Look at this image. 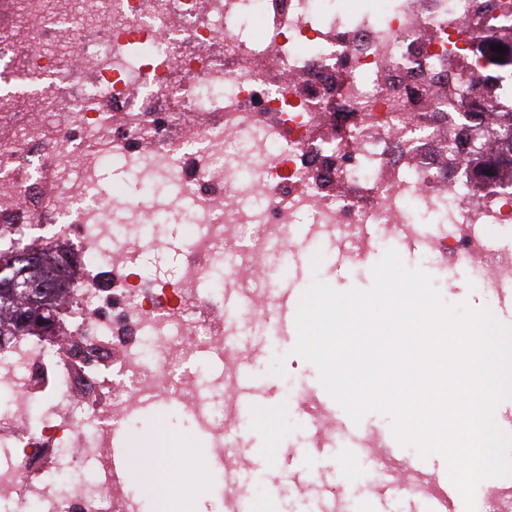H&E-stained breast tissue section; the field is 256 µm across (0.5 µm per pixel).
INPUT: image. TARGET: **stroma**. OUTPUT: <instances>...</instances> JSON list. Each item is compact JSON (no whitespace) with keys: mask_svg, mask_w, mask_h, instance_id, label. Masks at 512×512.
Segmentation results:
<instances>
[{"mask_svg":"<svg viewBox=\"0 0 512 512\" xmlns=\"http://www.w3.org/2000/svg\"><path fill=\"white\" fill-rule=\"evenodd\" d=\"M163 230L169 248L146 255L145 264L151 275L164 279L173 277L183 260L178 245L188 227L174 221L164 225ZM380 239L379 249L366 261L356 263L339 261L336 250L325 242H308L300 257L282 267L280 273L288 277L299 274L305 282L318 280L340 291L352 287L366 289L372 284V267L386 249L393 248L407 267L428 273L433 286L447 302L490 307L501 323L512 326V299L491 302L467 267L428 260L421 249L400 244L394 233L381 234ZM237 339L239 347L253 355L247 369L257 392L256 420L248 425L252 438L249 459L257 470L253 479L255 502L269 504L274 512H309L306 505L289 498L286 490L289 484L307 483L322 476L338 482L345 497L357 502L358 512H411L410 501L400 497L397 491L386 489L367 495L365 487L371 481V471L361 454L350 453L347 445H340L333 452L314 448L305 459L291 460L284 452L287 441L307 438L308 430L302 411L287 412L283 406L304 385L316 390L321 401H328V394L319 389L317 369L292 354V342L278 338L264 327L250 325L248 320H240ZM161 441L167 447L184 451L183 478L169 489V512H184L188 502L193 503V512H220V493L213 490L209 476L199 473L195 467V454L203 440L177 409L159 405L153 412L142 414L134 436L124 440L123 445L134 458L156 451ZM271 446L276 449L272 455L267 452Z\"/></svg>","mask_w":512,"mask_h":512,"instance_id":"35a3bbf8","label":"stroma"}]
</instances>
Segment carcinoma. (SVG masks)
Masks as SVG:
<instances>
[{
    "instance_id": "carcinoma-1",
    "label": "carcinoma",
    "mask_w": 512,
    "mask_h": 512,
    "mask_svg": "<svg viewBox=\"0 0 512 512\" xmlns=\"http://www.w3.org/2000/svg\"><path fill=\"white\" fill-rule=\"evenodd\" d=\"M56 287L53 267L29 257L23 262L15 255L0 254V336L21 329L32 330L54 319L57 304L49 289Z\"/></svg>"
}]
</instances>
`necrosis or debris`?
I'll list each match as a JSON object with an SVG mask.
<instances>
[{
  "label": "necrosis or debris",
  "mask_w": 512,
  "mask_h": 512,
  "mask_svg": "<svg viewBox=\"0 0 512 512\" xmlns=\"http://www.w3.org/2000/svg\"><path fill=\"white\" fill-rule=\"evenodd\" d=\"M499 45L512 0H0V71L32 82L0 94V251L68 281L55 320L0 338V512H136L111 451L151 403L235 459L224 291L266 316L241 272L281 265L301 221L354 262L373 224L512 288L484 233H512ZM109 161L147 191L108 194ZM165 217L190 227L170 280L143 271Z\"/></svg>",
  "instance_id": "1"
}]
</instances>
